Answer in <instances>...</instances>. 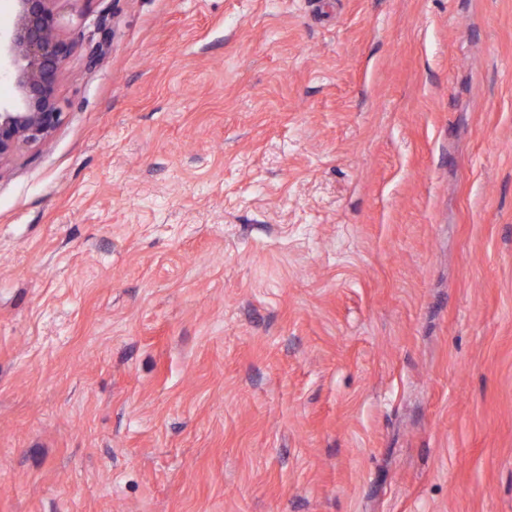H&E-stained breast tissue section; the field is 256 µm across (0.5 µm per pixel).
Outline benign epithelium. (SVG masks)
Masks as SVG:
<instances>
[{"instance_id":"7a95c632","label":"benign epithelium","mask_w":512,"mask_h":512,"mask_svg":"<svg viewBox=\"0 0 512 512\" xmlns=\"http://www.w3.org/2000/svg\"><path fill=\"white\" fill-rule=\"evenodd\" d=\"M52 2L17 0L14 27L0 33L18 98L14 108H0V163L24 144L48 140L60 121L55 86L68 46L55 35Z\"/></svg>"}]
</instances>
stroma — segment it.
I'll return each instance as SVG.
<instances>
[{"mask_svg": "<svg viewBox=\"0 0 512 512\" xmlns=\"http://www.w3.org/2000/svg\"><path fill=\"white\" fill-rule=\"evenodd\" d=\"M55 12L0 512H512V0Z\"/></svg>", "mask_w": 512, "mask_h": 512, "instance_id": "35a3bbf8", "label": "stroma"}]
</instances>
